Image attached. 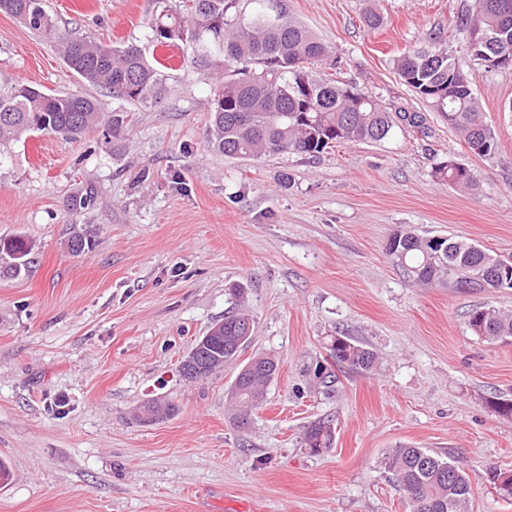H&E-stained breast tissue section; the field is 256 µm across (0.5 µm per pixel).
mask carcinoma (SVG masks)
<instances>
[{
  "label": "carcinoma",
  "instance_id": "carcinoma-1",
  "mask_svg": "<svg viewBox=\"0 0 512 512\" xmlns=\"http://www.w3.org/2000/svg\"><path fill=\"white\" fill-rule=\"evenodd\" d=\"M233 0H187L183 8H164L152 25L154 40L164 46L195 49L206 46L224 54V80L214 91L207 126V148L234 159L296 153L315 156L337 144L380 142L386 139L399 118L420 126L415 113L394 115L372 96L340 83L325 73L314 74L309 66L326 65L331 58L325 43L304 25L290 18L270 17L259 12L244 22L226 18ZM3 12L31 33L53 43L66 66L83 82L106 89L129 103L147 105L163 91L166 65L148 58L135 43L106 45L74 37L59 29L45 9L44 0H0ZM476 64L496 69L498 64L484 55L481 36L500 37L499 51L512 56V0H473L456 25ZM403 83L420 99L445 114L448 128L480 156L495 151L496 139L485 120L480 102L467 73L448 57L439 36L424 48L404 53L397 61ZM127 115L112 110L105 118L99 100L79 94H47L36 88L16 85L0 92V149L22 137L49 131L69 139L82 137L107 122L108 133L117 137L128 130ZM435 173L459 188H471L469 169L457 167L452 159L441 162ZM430 236L398 230L386 244L393 263L412 281L433 284L446 281L455 288H502L500 277L512 283V262L497 259L479 246L450 236L439 241ZM0 252L15 263L12 271L25 265L28 243L15 237L0 240ZM468 325L489 341L512 337V316L493 307L475 309ZM252 319L234 313L211 327L204 344H194L180 367L196 376L208 377L225 363L235 360L243 346ZM339 365L371 371L376 354L349 336H337L330 346ZM278 363L256 357L244 365L231 388L238 412L233 425L250 424V412L262 404L265 389L278 374ZM175 407L152 401L144 406L149 420L174 414ZM331 423H312L305 432L306 445L314 452L332 447ZM396 486L407 496L413 512H464L472 494L464 469L446 455L424 448L402 446L386 462ZM511 477L492 471L497 493L512 499Z\"/></svg>",
  "mask_w": 512,
  "mask_h": 512
}]
</instances>
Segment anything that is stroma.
<instances>
[{"mask_svg": "<svg viewBox=\"0 0 512 512\" xmlns=\"http://www.w3.org/2000/svg\"><path fill=\"white\" fill-rule=\"evenodd\" d=\"M179 0H45L60 28L163 57L151 22ZM469 0H236L229 14L282 13L324 41L334 75L415 112L377 143L317 156L224 157L205 146L224 57L167 69L156 104L128 108L123 138L35 133L0 153V239L32 247L4 273L0 253V512H411L385 466L410 445L448 454L468 474L467 512H512L491 468L512 469V337L489 341L473 309L512 313V288L412 282L385 252L400 229L452 235L512 260V67L468 56L455 24ZM384 17L378 29L366 10ZM440 33L468 73L497 147L470 152L440 112L399 78L395 62ZM94 93L59 53L0 13V88ZM452 159L465 191L435 177ZM82 237V254L70 249ZM246 290L237 300L232 290ZM246 311L254 321L236 363L187 381L194 341ZM349 336L378 357L374 371L338 368L337 392L314 383L327 345ZM257 356L279 363L265 399L238 430L230 390ZM175 405L147 422V402ZM331 420L315 454L307 426Z\"/></svg>", "mask_w": 512, "mask_h": 512, "instance_id": "obj_1", "label": "stroma"}]
</instances>
